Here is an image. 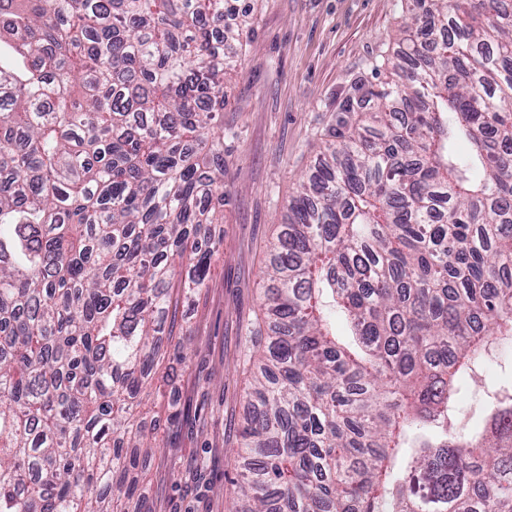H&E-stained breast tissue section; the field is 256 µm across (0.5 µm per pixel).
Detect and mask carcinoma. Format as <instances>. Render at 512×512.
<instances>
[{
    "mask_svg": "<svg viewBox=\"0 0 512 512\" xmlns=\"http://www.w3.org/2000/svg\"><path fill=\"white\" fill-rule=\"evenodd\" d=\"M289 196L231 512H512V0H413ZM241 0H0V512H151L140 415L174 296L223 245ZM349 320L336 341L330 310ZM493 365L484 367L476 376L464 374L459 378L461 391L459 394L458 414L452 422L453 430L467 438L470 432L481 430L483 416L481 406L483 391L500 384L510 383L512 369V345L503 348L497 354Z\"/></svg>",
    "mask_w": 512,
    "mask_h": 512,
    "instance_id": "obj_1",
    "label": "carcinoma"
}]
</instances>
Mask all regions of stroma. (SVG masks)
Returning <instances> with one entry per match:
<instances>
[{
  "label": "stroma",
  "mask_w": 512,
  "mask_h": 512,
  "mask_svg": "<svg viewBox=\"0 0 512 512\" xmlns=\"http://www.w3.org/2000/svg\"><path fill=\"white\" fill-rule=\"evenodd\" d=\"M255 29L242 74L224 86V245L207 288L177 315L190 328L185 358L156 368L174 403L145 416L162 447L145 472L152 512H230L236 473L228 453L251 410L240 330L260 318V268L313 148L332 128L347 90L393 74L405 0H253ZM512 382V346L494 364L459 379L461 436L481 429L484 390Z\"/></svg>",
  "instance_id": "35a3bbf8"
}]
</instances>
